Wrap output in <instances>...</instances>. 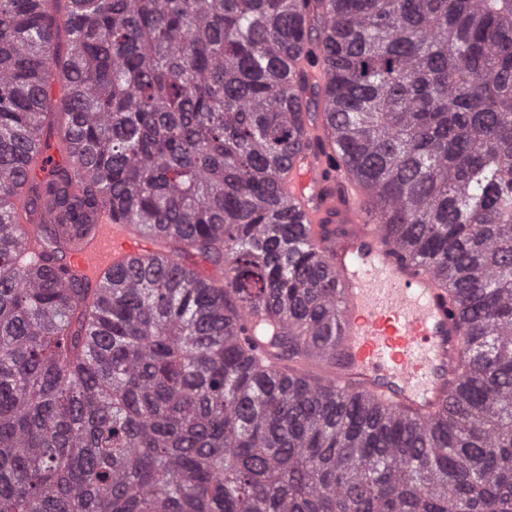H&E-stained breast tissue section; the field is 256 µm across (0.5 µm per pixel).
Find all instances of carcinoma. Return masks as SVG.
<instances>
[{"mask_svg":"<svg viewBox=\"0 0 512 512\" xmlns=\"http://www.w3.org/2000/svg\"><path fill=\"white\" fill-rule=\"evenodd\" d=\"M319 115L458 314L422 416L327 383ZM104 218L169 249L87 288ZM0 512H512V0H0Z\"/></svg>","mask_w":512,"mask_h":512,"instance_id":"1","label":"carcinoma"}]
</instances>
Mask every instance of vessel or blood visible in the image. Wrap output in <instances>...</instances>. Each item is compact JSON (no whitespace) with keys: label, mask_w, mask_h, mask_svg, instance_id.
<instances>
[{"label":"vessel or blood","mask_w":512,"mask_h":512,"mask_svg":"<svg viewBox=\"0 0 512 512\" xmlns=\"http://www.w3.org/2000/svg\"><path fill=\"white\" fill-rule=\"evenodd\" d=\"M282 190L304 223L341 226L324 243L336 270L342 333L341 360L328 374L331 383L344 389L389 388L421 414L440 405L461 333L432 277L385 245L382 225L374 222L364 194L332 147L297 163ZM159 248L156 235L107 224L97 238L70 253L68 263L79 280L93 286L105 271L126 268Z\"/></svg>","instance_id":"b4317fda"}]
</instances>
